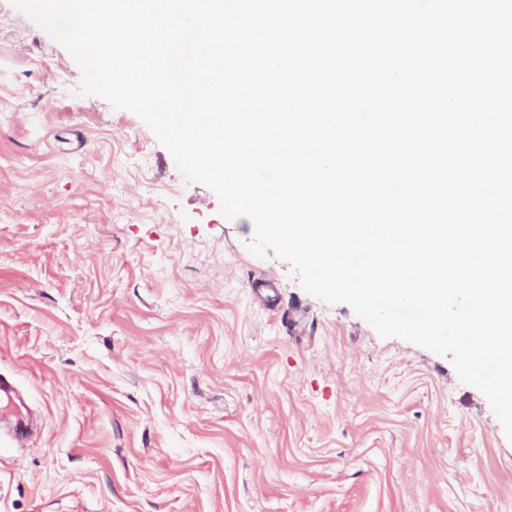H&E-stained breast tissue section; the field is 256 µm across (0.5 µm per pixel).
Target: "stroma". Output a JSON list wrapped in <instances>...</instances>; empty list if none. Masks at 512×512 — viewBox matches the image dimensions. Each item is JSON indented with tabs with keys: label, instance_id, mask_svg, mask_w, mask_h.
<instances>
[{
	"label": "stroma",
	"instance_id": "obj_1",
	"mask_svg": "<svg viewBox=\"0 0 512 512\" xmlns=\"http://www.w3.org/2000/svg\"><path fill=\"white\" fill-rule=\"evenodd\" d=\"M0 0V512H512V442L450 357L306 292ZM275 285L273 302L258 279Z\"/></svg>",
	"mask_w": 512,
	"mask_h": 512
}]
</instances>
